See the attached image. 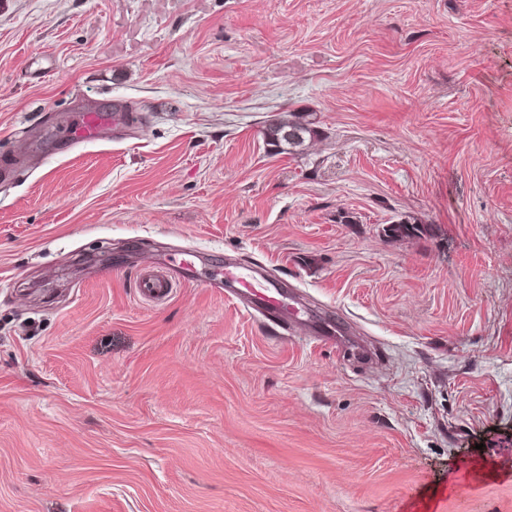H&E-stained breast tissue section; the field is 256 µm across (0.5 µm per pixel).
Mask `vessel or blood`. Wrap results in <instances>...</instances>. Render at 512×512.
<instances>
[{"instance_id": "1", "label": "vessel or blood", "mask_w": 512, "mask_h": 512, "mask_svg": "<svg viewBox=\"0 0 512 512\" xmlns=\"http://www.w3.org/2000/svg\"><path fill=\"white\" fill-rule=\"evenodd\" d=\"M111 125L108 116L100 112L86 111L77 114L76 123L71 136L75 143H97L104 141L106 131ZM190 260H182L179 264L169 266L167 274L147 276L140 280L141 293L148 298L159 299L167 296L171 289L173 277H180L190 272ZM225 283L231 286V297L245 311L264 317L268 320H279L281 325H288L292 311L286 306L282 295L270 283L260 282L247 269L228 267L224 272ZM309 326L317 340L323 344L338 345L346 330L333 321L314 317Z\"/></svg>"}]
</instances>
